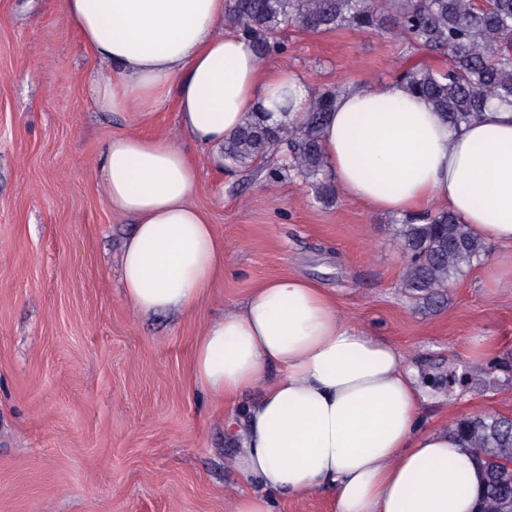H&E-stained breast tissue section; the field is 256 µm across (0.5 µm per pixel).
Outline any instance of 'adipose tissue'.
Returning <instances> with one entry per match:
<instances>
[{
    "instance_id": "1",
    "label": "adipose tissue",
    "mask_w": 512,
    "mask_h": 512,
    "mask_svg": "<svg viewBox=\"0 0 512 512\" xmlns=\"http://www.w3.org/2000/svg\"><path fill=\"white\" fill-rule=\"evenodd\" d=\"M227 0H65L98 64V108L136 118L176 96L178 123L223 163L225 139L278 90L308 99L298 78L266 67L224 30ZM320 142L341 193L372 211L448 208L480 238L512 247V107L451 127L397 79L345 89ZM169 139L112 137L100 157L106 201L131 219L121 257L130 305L192 312L224 267V241L195 204L199 172ZM192 385L244 419L226 425L251 484L234 512H273L278 497L319 489L333 512H472L482 485L451 429L423 425L416 371L391 342L347 321L297 276L256 288L194 344Z\"/></svg>"
}]
</instances>
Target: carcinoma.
I'll list each match as a JSON object with an SVG mask.
<instances>
[{
	"mask_svg": "<svg viewBox=\"0 0 512 512\" xmlns=\"http://www.w3.org/2000/svg\"><path fill=\"white\" fill-rule=\"evenodd\" d=\"M393 22L410 54L426 51L446 66L413 65L398 78L458 126L493 105L512 106V0H229L224 26L253 41L262 58L283 54L277 33L293 25L328 32L345 27L371 31ZM341 87L309 100L297 123L284 120L291 90L272 107L259 105L224 142V168L245 169L278 155L269 178L293 176L308 183L319 201L336 200L327 180L319 132ZM409 257L402 288L416 301L439 306L452 282L489 257V246L455 214L426 210L394 222ZM454 431L476 454L484 474L476 512H512V418L484 414L456 421Z\"/></svg>",
	"mask_w": 512,
	"mask_h": 512,
	"instance_id": "1",
	"label": "carcinoma"
}]
</instances>
